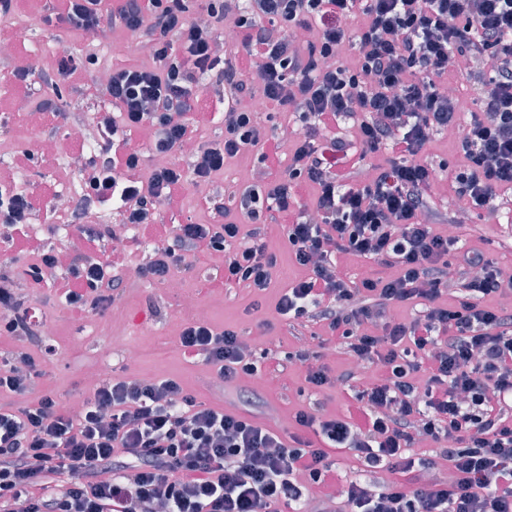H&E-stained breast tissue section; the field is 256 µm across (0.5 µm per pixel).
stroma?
<instances>
[{
	"label": "stroma",
	"mask_w": 512,
	"mask_h": 512,
	"mask_svg": "<svg viewBox=\"0 0 512 512\" xmlns=\"http://www.w3.org/2000/svg\"><path fill=\"white\" fill-rule=\"evenodd\" d=\"M16 22L26 24L30 30L29 40L18 42L16 50L20 56L33 61L48 60L63 50L77 56L96 53L104 69L129 61L122 49L123 37H116L106 46L97 45L89 42L85 35L66 32L57 22L42 19L34 5H17L10 18H0V28H10ZM18 96L7 71L0 70V113L6 120L5 126L0 127V159L13 160L23 150V138L30 126L44 122L55 128L54 141L62 150L75 152L76 146L68 135L66 115L77 98L76 93H64L58 103L57 116L49 121L35 111H16L14 102ZM58 174V169L39 163L34 171H20L16 185L28 189L38 200L42 236L50 238L54 245L75 249L81 247V240L74 235H58L56 220L50 213L53 204L50 191L61 185ZM454 234L465 248L485 253L503 272L512 273V218L485 214L474 218L473 222L456 225ZM270 246L278 253L274 286L261 296L244 288L237 296L225 297L221 277L224 260L208 253L199 254L189 266L174 270L169 283L139 282L111 311L93 310L78 319L53 291L35 289L43 316L54 324L55 333L31 343L30 351L37 356L44 347L51 345L56 353L50 359V368L35 379L32 396L51 392L63 406L72 409L78 406L95 379L170 376L182 380L199 398L233 408L235 395L223 390L220 379L201 360L187 358L179 347L180 328L192 318L184 300L193 297L208 303L206 318L214 327L242 332L255 356L261 357L265 372L263 392L268 400L263 414L277 423L283 435L295 434L290 415L298 406L311 405L328 414L346 412L348 401L339 388L313 389L305 380L303 365L298 362L293 363L287 377H280L274 361L263 356L268 349L284 355L296 352L299 347L297 340L283 330L274 306L280 288L299 277L301 271L289 258L279 232H272ZM114 314L122 318L121 324L115 327L110 324ZM116 335L123 340L122 346L117 348L112 345Z\"/></svg>",
	"instance_id": "obj_1"
}]
</instances>
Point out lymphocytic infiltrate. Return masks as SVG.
<instances>
[{
  "label": "lymphocytic infiltrate",
  "mask_w": 512,
  "mask_h": 512,
  "mask_svg": "<svg viewBox=\"0 0 512 512\" xmlns=\"http://www.w3.org/2000/svg\"><path fill=\"white\" fill-rule=\"evenodd\" d=\"M36 2L46 20L95 32L99 43L136 36L151 61L108 73L110 104L92 119L96 160L68 215L84 246L63 274L47 276L58 253L26 231L35 199L0 180V223L32 257V283L57 288L78 313L111 306L127 267L92 217L115 206L126 224L166 228L137 277L166 280L211 251L224 259L225 288L261 293L277 264L268 230L281 226L304 275L283 288L275 312L291 332L314 324L336 337L354 368L334 380L357 407L334 417L298 411L309 436L287 442L253 413L257 390L240 385L258 367L238 333L191 321L183 353L215 368L241 407L197 400L172 378L137 377L101 380L75 411L48 394L0 406V512H512V312L485 304L501 293L502 272L435 230L469 209L512 213V0H206L197 16L189 0ZM12 75L43 113L55 109L45 89L86 84L62 54ZM206 84L224 106L223 136L183 167L175 155L197 140L185 115ZM462 85L478 107L467 118ZM263 109L298 114L290 153L260 124ZM343 117L353 121L348 140L333 134ZM143 128L161 159L147 172L130 148ZM447 130L459 134L462 165L427 151ZM250 151L279 178L216 185L225 159ZM443 176L466 209L439 208L431 186ZM191 181L210 185L221 223L180 219L174 206ZM341 254L371 261L374 277L342 274ZM397 306L416 313L398 320ZM41 320L1 273L0 335H34ZM360 369L376 380L358 381ZM36 372L25 351L1 360L0 396H25ZM334 380L322 367L308 374L318 388ZM419 436L433 448L417 461L408 450ZM336 448L390 480L339 482ZM441 464L448 480L430 479Z\"/></svg>",
  "instance_id": "lymphocytic-infiltrate-1"
}]
</instances>
